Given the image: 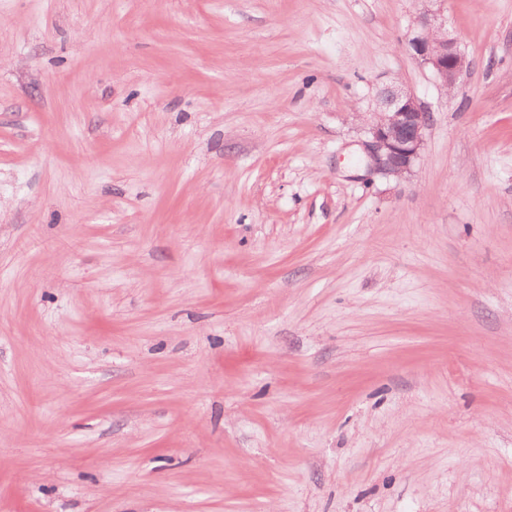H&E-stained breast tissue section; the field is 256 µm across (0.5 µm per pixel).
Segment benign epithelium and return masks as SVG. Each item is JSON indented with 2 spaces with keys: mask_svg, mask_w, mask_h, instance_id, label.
<instances>
[{
  "mask_svg": "<svg viewBox=\"0 0 512 512\" xmlns=\"http://www.w3.org/2000/svg\"><path fill=\"white\" fill-rule=\"evenodd\" d=\"M433 8L420 11L407 49L432 71L440 87L451 92L460 75L470 67L458 39L448 32L445 0H429ZM432 115L412 91L400 81L383 85L370 112L365 149L371 169L377 173L403 176L411 172L425 145Z\"/></svg>",
  "mask_w": 512,
  "mask_h": 512,
  "instance_id": "1",
  "label": "benign epithelium"
}]
</instances>
